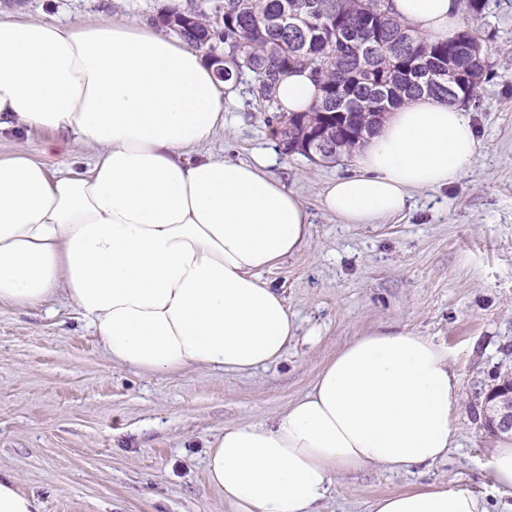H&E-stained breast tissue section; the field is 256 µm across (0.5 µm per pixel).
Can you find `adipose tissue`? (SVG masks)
I'll return each instance as SVG.
<instances>
[{"label":"adipose tissue","mask_w":512,"mask_h":512,"mask_svg":"<svg viewBox=\"0 0 512 512\" xmlns=\"http://www.w3.org/2000/svg\"><path fill=\"white\" fill-rule=\"evenodd\" d=\"M426 39L448 36L460 0H390ZM229 85L202 53L149 25L79 28L0 18V131L44 129L97 151L87 170L0 157V302L65 295L108 359L145 372L246 373L278 361L298 324L261 277L304 245L298 191L253 162L196 156L224 128ZM319 97L309 72L277 90L283 111ZM480 147L469 114L421 96L386 115L322 205L344 224L400 214L448 186ZM455 353L400 327L354 337L272 424L226 425L205 474L234 512H319L334 480L434 463L457 441ZM369 512H486L483 496L433 484Z\"/></svg>","instance_id":"adipose-tissue-1"}]
</instances>
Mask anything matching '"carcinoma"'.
Returning <instances> with one entry per match:
<instances>
[{"instance_id":"cac0c4a2","label":"carcinoma","mask_w":512,"mask_h":512,"mask_svg":"<svg viewBox=\"0 0 512 512\" xmlns=\"http://www.w3.org/2000/svg\"><path fill=\"white\" fill-rule=\"evenodd\" d=\"M287 11L301 14L302 27L278 25ZM153 21L202 50L225 80L248 77L252 95L270 104L280 81L309 69L321 101L282 116L277 130L286 152L305 157L320 134L350 155L374 132L377 114L408 100L450 103L451 66L456 98L466 103L491 68L486 41L470 25L428 42L391 16L386 0H188Z\"/></svg>"}]
</instances>
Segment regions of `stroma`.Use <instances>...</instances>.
I'll return each instance as SVG.
<instances>
[{
	"instance_id": "35a3bbf8",
	"label": "stroma",
	"mask_w": 512,
	"mask_h": 512,
	"mask_svg": "<svg viewBox=\"0 0 512 512\" xmlns=\"http://www.w3.org/2000/svg\"><path fill=\"white\" fill-rule=\"evenodd\" d=\"M164 0H0L1 18L150 24ZM487 37L489 79L466 111L481 147L440 189L412 194L404 215L344 224L327 213V182L351 158L315 163L273 137L276 106L234 84L224 130L207 153L248 161L275 154L271 172L302 196L310 237L262 274L299 330L283 357L250 374L185 369L153 374L112 364L65 297L24 309L0 304V470L14 473L42 512H231L206 481V447L232 423H270L304 394L351 339L391 324L448 344L462 402L458 443L443 460L406 472L340 477L320 512H369L377 497L445 483L512 512L481 462L496 435L486 396L512 373V0H490L474 21ZM47 130L0 132V157L25 151L49 170L81 169L96 151L56 145Z\"/></svg>"
}]
</instances>
